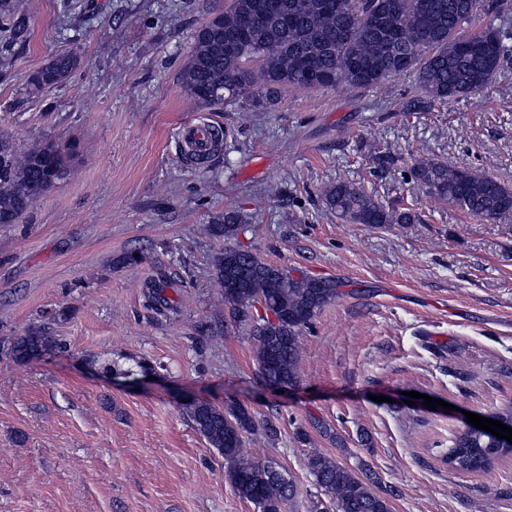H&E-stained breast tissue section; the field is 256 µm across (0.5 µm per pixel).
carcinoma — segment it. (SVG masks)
<instances>
[{
  "label": "carcinoma",
  "instance_id": "obj_1",
  "mask_svg": "<svg viewBox=\"0 0 512 512\" xmlns=\"http://www.w3.org/2000/svg\"><path fill=\"white\" fill-rule=\"evenodd\" d=\"M229 0L193 37L192 53L181 72L185 95L196 105L255 108L271 103L288 87L372 88L407 73L417 75L419 94L406 103L421 111L449 99L482 92L512 56L508 35L495 20L502 0ZM485 28L467 34L464 27L479 17ZM80 66L75 54L55 57L34 73L30 89L40 92L66 82ZM74 147L52 139L21 146L0 132V224H16L57 183L71 174ZM412 173L430 194L470 216L501 219L512 215V186L471 169L436 160L417 163ZM324 204L350 224H412L409 209L387 208L372 194L339 181L323 192ZM244 224L242 215L227 212L207 231L226 241ZM217 287L231 285L224 299L238 323L254 321L258 292L277 314L276 321L253 332L260 380L273 388L299 383L301 337L316 314L339 296L336 282L316 283L274 266L258 254L226 246L213 259ZM57 346L47 330L33 327L12 339L7 348L17 363H26ZM184 413L227 464L226 476L236 495L257 512H281L297 496L293 476L273 460L246 455V439L269 441L278 430L270 420L256 418L231 402L222 408L188 403ZM512 444L469 424L448 441L443 460L456 471H474ZM307 470L328 501L313 499L309 512H391L389 501L362 478L317 450L307 457Z\"/></svg>",
  "mask_w": 512,
  "mask_h": 512
}]
</instances>
